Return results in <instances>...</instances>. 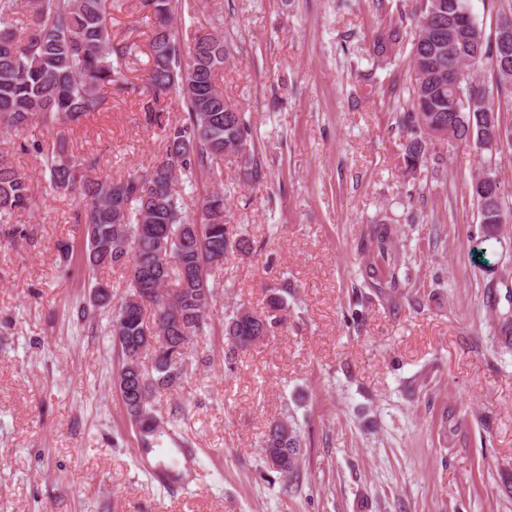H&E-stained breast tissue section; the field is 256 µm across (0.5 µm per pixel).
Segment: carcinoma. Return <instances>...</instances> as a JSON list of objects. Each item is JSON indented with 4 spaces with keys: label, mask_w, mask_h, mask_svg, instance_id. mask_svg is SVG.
Returning <instances> with one entry per match:
<instances>
[{
    "label": "carcinoma",
    "mask_w": 512,
    "mask_h": 512,
    "mask_svg": "<svg viewBox=\"0 0 512 512\" xmlns=\"http://www.w3.org/2000/svg\"><path fill=\"white\" fill-rule=\"evenodd\" d=\"M152 36L148 42V92L142 100L145 121L162 133L165 153L148 169L116 180L91 177L98 160L74 156L59 160L64 144L45 150L49 187L71 194L75 223L84 225V260L91 269L101 265L129 268L127 289L112 303L109 286L93 285L90 302L109 319L110 333L120 331L122 366L116 387L132 427L138 429L148 452L165 431L152 407V397L170 388L185 373V348L209 335L215 288L209 279L224 266L232 251L252 249L248 239L224 223V191L206 193L197 218L186 215L174 188L181 174L209 171L226 154L240 159L248 179L260 176L252 127L245 113L224 100L216 73L230 52L224 38L202 34L185 44L173 25L182 0H142ZM418 25L411 34L414 78L408 88L402 125L408 130L405 167L417 169L425 158L427 132L417 125L420 111L433 120L452 122L457 110L472 114L478 126L482 107H463L448 88V75L476 56L492 55L468 0H420ZM459 13L467 16L471 36L459 51L434 54L431 33ZM16 0H0V133L19 131L39 122L46 127L78 122L103 110L101 90L122 79L123 65L137 55L134 42L113 44L104 0H34L31 27L17 24ZM501 112L512 111V79L487 88ZM183 104L182 122L162 123L171 102ZM34 205L27 179L0 152V224L12 223L14 211ZM481 220L498 223L505 211L504 195L484 203ZM288 287L273 292L260 313L238 307L224 314V338L236 349L271 335L286 309ZM153 311V325L163 341L151 352V368L138 362V349L150 331L144 310ZM263 459L279 462L282 476L298 470L303 451L296 426L284 418L268 429L261 441Z\"/></svg>",
    "instance_id": "obj_1"
}]
</instances>
